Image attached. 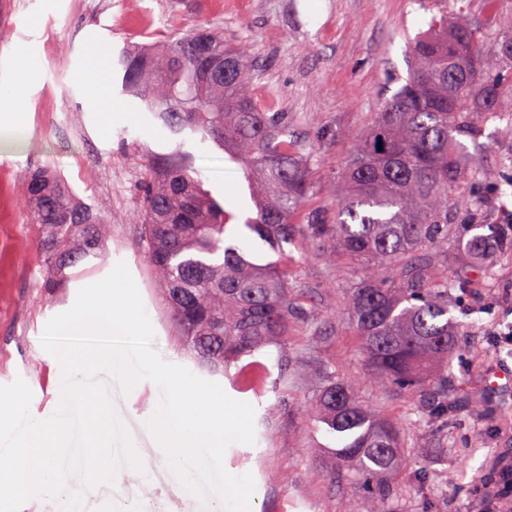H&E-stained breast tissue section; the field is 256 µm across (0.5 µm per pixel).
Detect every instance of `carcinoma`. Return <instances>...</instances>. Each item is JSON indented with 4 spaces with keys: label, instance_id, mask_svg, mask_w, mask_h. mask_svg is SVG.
Listing matches in <instances>:
<instances>
[{
    "label": "carcinoma",
    "instance_id": "1",
    "mask_svg": "<svg viewBox=\"0 0 512 512\" xmlns=\"http://www.w3.org/2000/svg\"><path fill=\"white\" fill-rule=\"evenodd\" d=\"M448 2L407 45L408 75L355 134L330 202L302 207L309 192L301 148L288 139V113L269 112L254 97L252 59L224 42V33L191 27L158 49L124 51V91L174 134L186 130L221 147L247 181L253 216L243 226L286 255L305 244L335 249L367 273L345 293V314L364 365L382 387L405 393L410 414L448 426L456 407L448 399V355L462 346L451 315L455 292L493 275V244L512 250V223L482 222L488 202L475 183L512 169V154L497 169L479 164L470 148L490 121L506 122L512 97V15L483 0L485 22L498 31L486 49L481 26ZM204 40L211 56L228 61V74L209 77L193 60ZM142 197V240L177 337L196 365L225 375L242 358L288 339L300 305L288 263L260 264L229 237L237 215L196 177L180 149L147 156ZM32 223L41 228L47 262L42 287L64 286L66 270L102 259L104 219L81 202L54 170L30 173ZM268 368L254 361L238 368L237 383L254 389ZM302 414L325 425L339 446L326 479L361 482L369 512H393L385 475L408 463L400 426L359 399L351 383L325 372Z\"/></svg>",
    "mask_w": 512,
    "mask_h": 512
}]
</instances>
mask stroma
<instances>
[{
    "mask_svg": "<svg viewBox=\"0 0 512 512\" xmlns=\"http://www.w3.org/2000/svg\"><path fill=\"white\" fill-rule=\"evenodd\" d=\"M431 16L418 0H0V105H10L11 86L24 85L30 123L23 147H0V381L20 378L29 385L33 418L52 416L61 399L58 363L41 344L47 323L73 306L81 288L121 262L141 295L160 357L195 367L177 344L141 244L142 148L158 154L183 148L204 188L225 208L243 216L252 211L236 164L200 135L172 134L138 100L122 96L117 63L109 89L125 117L102 122L83 79L92 51L116 57L127 44L162 41L191 24L221 30L228 42L248 47L255 96L287 113L288 131L303 145L310 172L307 203L317 206L329 200L354 148L352 132L397 90L394 75L406 74L407 38L426 29ZM35 168L59 172L73 194L106 220L103 261L71 269L65 288L51 295L42 287L45 255L25 197V178ZM288 253L305 316L292 326L284 349H268L256 359L271 369L283 364L290 383L255 392L226 376L218 380L229 397L255 409L254 443L230 445L223 459L229 474H252L251 512H368L364 486L335 488L322 478L336 440L322 424L296 413L327 368L403 426L405 456L420 453L428 462L426 470L403 467L390 475L394 512H479L473 491L493 478L492 461L512 464V387L488 386L496 373L512 375V345L493 338L512 322V256H501L494 277L465 292L452 310L466 337L448 361L449 397L460 406L449 415L447 431L438 432L429 423L409 422L407 399L374 383L348 334L343 291L364 267L331 250L292 247ZM99 379L148 478L134 483L117 473L114 484L84 493L83 512H128L136 502L150 503L154 512H212L215 494L200 498L187 491L146 427L159 387L147 380L126 393L109 374ZM475 395L487 413L467 406Z\"/></svg>",
    "mask_w": 512,
    "mask_h": 512,
    "instance_id": "35a3bbf8",
    "label": "stroma"
}]
</instances>
